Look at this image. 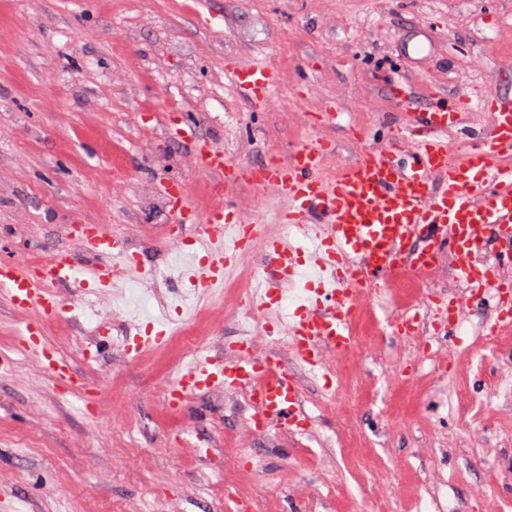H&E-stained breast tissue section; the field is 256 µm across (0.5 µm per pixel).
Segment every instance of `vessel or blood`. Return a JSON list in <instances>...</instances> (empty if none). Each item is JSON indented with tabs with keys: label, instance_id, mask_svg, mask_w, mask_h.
Here are the masks:
<instances>
[{
	"label": "vessel or blood",
	"instance_id": "1",
	"mask_svg": "<svg viewBox=\"0 0 512 512\" xmlns=\"http://www.w3.org/2000/svg\"><path fill=\"white\" fill-rule=\"evenodd\" d=\"M226 74L259 104L277 88L275 74L259 59L231 63ZM472 112L491 115L490 133L467 125ZM454 127L464 128L466 142L448 141ZM178 134L205 170L224 175L223 183L212 190L214 203L202 212L187 208L181 186L170 189L180 222L201 228L198 242L180 243L192 288L213 294L222 286L225 271L257 247L265 256V306L277 304L306 271H313L317 287L285 325L300 363L314 369L326 354L348 349L353 341L352 311L368 298L374 284L390 278L429 279L449 253L456 257L455 279L473 296L495 304L487 335L512 328V280L501 277L497 266L479 261L492 240L502 260L512 261V165L502 162L512 153V97L485 90L479 81L452 100L434 94L429 106L385 149L363 150L330 179L322 174L328 148L319 141L297 147L289 162L271 159L243 168L201 140L192 126L179 128ZM243 179L258 190L275 191L282 202L278 221L285 224L284 233L269 232L262 220L229 200L230 189ZM312 224L320 229L312 248H304L288 233L289 228L305 230ZM78 239L91 257L80 268L61 256L40 267L0 260V297L30 316L20 333L23 351L54 378L79 389L90 408L94 394L46 343L42 324L61 311L60 284L76 283L104 293L112 287L115 263L138 273L143 266L137 254L101 227L84 228ZM428 307L429 321L417 314L405 316L395 324L397 333L415 335L426 323L431 335H455L457 300L436 296ZM253 348V342L240 339L232 345L230 360L207 358L192 365L171 389L169 405L181 407L189 395L219 383L228 391L249 389L259 409L251 428L306 429L298 380L283 364L255 357Z\"/></svg>",
	"mask_w": 512,
	"mask_h": 512
}]
</instances>
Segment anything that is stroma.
<instances>
[{
  "mask_svg": "<svg viewBox=\"0 0 512 512\" xmlns=\"http://www.w3.org/2000/svg\"><path fill=\"white\" fill-rule=\"evenodd\" d=\"M0 0V260L48 262L68 252L87 263L71 228L100 225L140 254L148 275L116 301L61 290L59 316L43 325L62 351L75 338L101 348L71 362L99 399L87 416L24 353L27 314L0 300V497L19 512H237L274 501L278 512H512V345L483 334L484 305L467 302L457 335L439 341L394 329L402 306L433 293L466 298L455 256L417 285L376 284L362 306L374 339L359 337L322 368L296 363L277 336L256 335L257 356L290 364L310 420L255 435L235 393L196 394L180 409L166 396L191 359L228 357L237 324L223 293L184 309L192 333L144 352L119 338L179 305V244L169 189L180 184L197 211L222 177L204 170L176 129L249 167L288 159L320 138L322 173L336 176L366 148L385 147L411 119L387 92L405 81L417 99L453 97L481 71L488 90L512 96V0ZM411 40L434 51L417 62ZM264 60L278 75L256 107L225 67ZM337 124L315 127L323 109ZM239 313L250 304L231 301ZM239 441L257 466L224 458ZM220 473L223 485L201 481Z\"/></svg>",
  "mask_w": 512,
  "mask_h": 512,
  "instance_id": "35a3bbf8",
  "label": "stroma"
}]
</instances>
